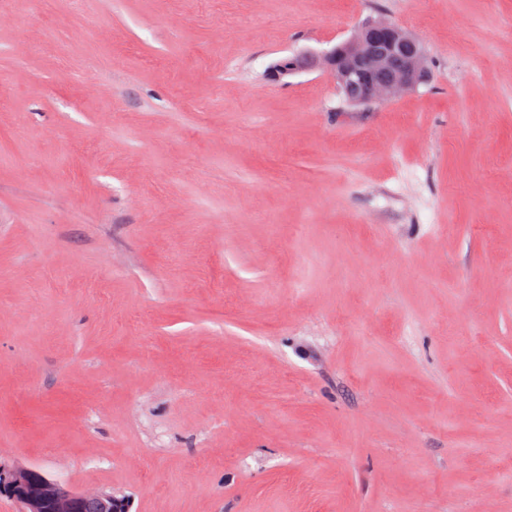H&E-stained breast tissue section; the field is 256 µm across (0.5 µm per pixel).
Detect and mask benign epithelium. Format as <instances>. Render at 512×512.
<instances>
[{"instance_id":"7a95c632","label":"benign epithelium","mask_w":512,"mask_h":512,"mask_svg":"<svg viewBox=\"0 0 512 512\" xmlns=\"http://www.w3.org/2000/svg\"><path fill=\"white\" fill-rule=\"evenodd\" d=\"M304 71L328 73L347 104L363 107L384 104L416 89L428 78L426 53L421 43L386 20H371L330 50H304L276 63L275 79ZM19 504L20 512H79L88 498L101 512H130V501L114 492H78L63 489L35 467L0 464V489Z\"/></svg>"}]
</instances>
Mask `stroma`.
I'll return each mask as SVG.
<instances>
[{
	"label": "stroma",
	"mask_w": 512,
	"mask_h": 512,
	"mask_svg": "<svg viewBox=\"0 0 512 512\" xmlns=\"http://www.w3.org/2000/svg\"><path fill=\"white\" fill-rule=\"evenodd\" d=\"M376 18L414 91L269 77ZM509 457L512 0H0V464L130 512H512Z\"/></svg>",
	"instance_id": "stroma-1"
}]
</instances>
